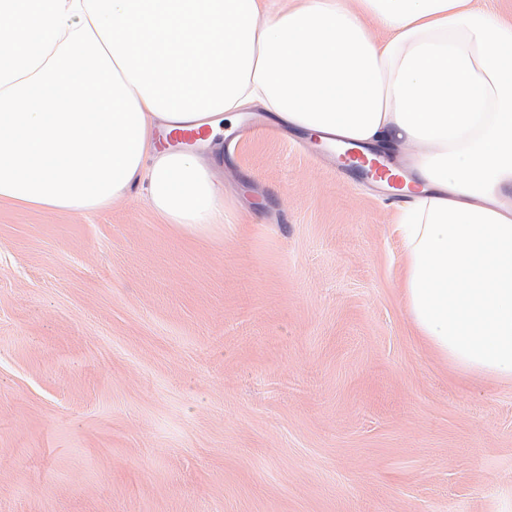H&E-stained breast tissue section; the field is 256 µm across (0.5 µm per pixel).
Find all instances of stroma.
<instances>
[{"mask_svg":"<svg viewBox=\"0 0 512 512\" xmlns=\"http://www.w3.org/2000/svg\"><path fill=\"white\" fill-rule=\"evenodd\" d=\"M231 133L203 230L0 201V512H512V381L417 336L404 196Z\"/></svg>","mask_w":512,"mask_h":512,"instance_id":"35a3bbf8","label":"stroma"}]
</instances>
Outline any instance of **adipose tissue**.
Masks as SVG:
<instances>
[{"label": "adipose tissue", "instance_id": "adipose-tissue-1", "mask_svg": "<svg viewBox=\"0 0 512 512\" xmlns=\"http://www.w3.org/2000/svg\"><path fill=\"white\" fill-rule=\"evenodd\" d=\"M356 4L0 0V200L92 210L141 185L170 223L211 224L222 185L153 129L255 102L322 137L416 146L396 226L414 327L460 374L512 380V20L474 0Z\"/></svg>", "mask_w": 512, "mask_h": 512}]
</instances>
